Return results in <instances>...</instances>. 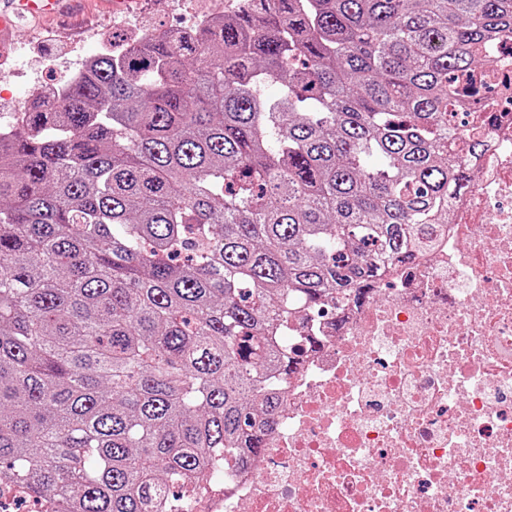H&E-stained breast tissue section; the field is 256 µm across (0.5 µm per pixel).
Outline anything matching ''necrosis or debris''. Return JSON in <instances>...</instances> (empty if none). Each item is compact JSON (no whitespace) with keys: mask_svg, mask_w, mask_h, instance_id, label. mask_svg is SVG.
I'll use <instances>...</instances> for the list:
<instances>
[{"mask_svg":"<svg viewBox=\"0 0 512 512\" xmlns=\"http://www.w3.org/2000/svg\"><path fill=\"white\" fill-rule=\"evenodd\" d=\"M454 220L357 302L297 314L259 463L209 473L187 512H512V103Z\"/></svg>","mask_w":512,"mask_h":512,"instance_id":"1","label":"necrosis or debris"}]
</instances>
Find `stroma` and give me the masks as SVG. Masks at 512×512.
I'll list each match as a JSON object with an SVG mask.
<instances>
[{
	"label": "stroma",
	"mask_w": 512,
	"mask_h": 512,
	"mask_svg": "<svg viewBox=\"0 0 512 512\" xmlns=\"http://www.w3.org/2000/svg\"><path fill=\"white\" fill-rule=\"evenodd\" d=\"M234 0H132L124 27L113 26L106 0H80L74 20L27 18L13 40L0 44V126L10 125L45 86L60 82L66 69L98 54L99 35L123 36L125 29L190 27L201 15L233 8Z\"/></svg>",
	"instance_id": "stroma-1"
}]
</instances>
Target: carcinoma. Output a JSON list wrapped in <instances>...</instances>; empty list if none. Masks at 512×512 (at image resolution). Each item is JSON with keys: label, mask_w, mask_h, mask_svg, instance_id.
I'll list each match as a JSON object with an SVG mask.
<instances>
[{"label": "carcinoma", "mask_w": 512, "mask_h": 512, "mask_svg": "<svg viewBox=\"0 0 512 512\" xmlns=\"http://www.w3.org/2000/svg\"><path fill=\"white\" fill-rule=\"evenodd\" d=\"M507 39L512 0H238L0 129V482L181 512L258 463L280 328L448 223Z\"/></svg>", "instance_id": "1"}]
</instances>
